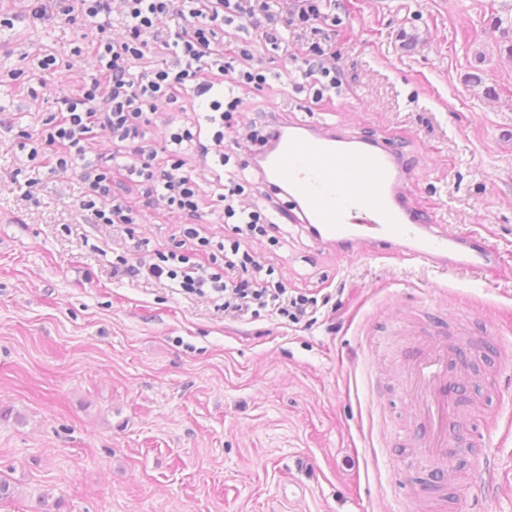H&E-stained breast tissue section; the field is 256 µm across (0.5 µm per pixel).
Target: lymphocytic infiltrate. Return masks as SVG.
Listing matches in <instances>:
<instances>
[{
  "label": "lymphocytic infiltrate",
  "instance_id": "lymphocytic-infiltrate-1",
  "mask_svg": "<svg viewBox=\"0 0 512 512\" xmlns=\"http://www.w3.org/2000/svg\"><path fill=\"white\" fill-rule=\"evenodd\" d=\"M54 6L65 23L96 28V37L87 45L96 73L45 119L31 157L41 158L52 171L88 169L86 143L100 130H110L124 142L131 160L99 166L80 201L93 223H132L129 207L112 194L116 179L145 184L148 193L161 197L169 208L199 217L205 192L182 154L201 146L200 131L176 128L158 150L145 145L143 125L160 105H192L207 98L203 125L213 128L211 140L220 148L217 162L227 173L219 195L224 204L220 218L236 233L224 253L225 270L210 271L208 262L172 252L150 264L147 277L178 282L188 292L211 289L231 313L268 308L296 324L316 314L317 297L292 296L282 285L262 279L258 258L242 249L240 234L267 236L278 226L270 210L244 205L255 168L247 161H233L223 148V129L241 103L237 89H260L267 82L255 52L241 47L224 28L239 19L263 30L266 42L278 46L277 22L265 0H122L128 38L118 44L107 36L112 0H55ZM163 15L173 16L177 26L162 36L154 25Z\"/></svg>",
  "mask_w": 512,
  "mask_h": 512
}]
</instances>
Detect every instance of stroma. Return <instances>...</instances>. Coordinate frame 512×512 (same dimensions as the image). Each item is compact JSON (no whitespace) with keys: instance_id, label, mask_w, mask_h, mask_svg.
<instances>
[{"instance_id":"35a3bbf8","label":"stroma","mask_w":512,"mask_h":512,"mask_svg":"<svg viewBox=\"0 0 512 512\" xmlns=\"http://www.w3.org/2000/svg\"><path fill=\"white\" fill-rule=\"evenodd\" d=\"M33 7L0 0V479L13 490L0 512H512V0H331L326 24L283 50L230 25L267 77L226 132L240 157L277 109L386 140L423 208L500 254L483 272L329 252L279 215L278 243L254 248L288 290L322 296L297 324L113 273L121 256L194 255L193 221L126 182L112 190L133 223H91L78 172L30 158L31 135L91 74L79 49L96 34ZM315 43L336 76L318 104L284 62ZM49 53L57 71L37 65ZM188 164L213 253L226 233L217 169L196 151ZM460 330V418L440 470L419 458L428 429L403 374ZM485 459L489 484L476 478Z\"/></svg>"}]
</instances>
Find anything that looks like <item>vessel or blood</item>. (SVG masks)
Masks as SVG:
<instances>
[{"label": "vessel or blood", "instance_id": "obj_1", "mask_svg": "<svg viewBox=\"0 0 512 512\" xmlns=\"http://www.w3.org/2000/svg\"><path fill=\"white\" fill-rule=\"evenodd\" d=\"M276 123V136L252 156L264 187L295 203L298 222L319 246L401 252L442 269L495 263L486 236L449 234L422 211L408 165L385 144L284 115ZM457 351L454 344L432 345L407 375L412 407L428 428L423 452L439 468L448 462L449 428L459 415L449 389L460 373Z\"/></svg>", "mask_w": 512, "mask_h": 512}]
</instances>
